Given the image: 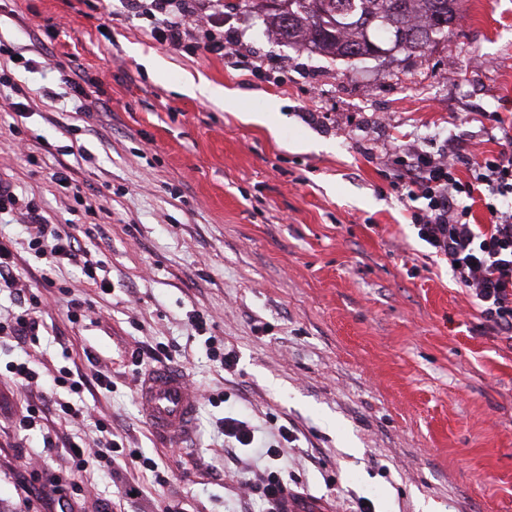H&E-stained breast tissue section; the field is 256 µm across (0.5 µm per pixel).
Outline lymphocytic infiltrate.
<instances>
[{
  "instance_id": "obj_1",
  "label": "lymphocytic infiltrate",
  "mask_w": 512,
  "mask_h": 512,
  "mask_svg": "<svg viewBox=\"0 0 512 512\" xmlns=\"http://www.w3.org/2000/svg\"><path fill=\"white\" fill-rule=\"evenodd\" d=\"M129 2L141 13L159 14L150 35L171 46L208 24L189 0ZM395 169L396 185L416 204L411 220L418 238L468 290L484 327L512 340V154H481L463 162L450 148L437 155L416 149L399 156ZM475 200L488 212V223H472ZM9 211L25 225L29 251L46 263L40 282L50 283L51 272L63 263L97 281L94 264L81 254L72 236L50 222L40 204L20 201L13 187L0 181V213Z\"/></svg>"
}]
</instances>
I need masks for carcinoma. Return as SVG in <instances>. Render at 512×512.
Wrapping results in <instances>:
<instances>
[{"mask_svg":"<svg viewBox=\"0 0 512 512\" xmlns=\"http://www.w3.org/2000/svg\"><path fill=\"white\" fill-rule=\"evenodd\" d=\"M266 18L280 39L333 58L358 57L382 46L422 52L460 17V0H284Z\"/></svg>","mask_w":512,"mask_h":512,"instance_id":"obj_1","label":"carcinoma"}]
</instances>
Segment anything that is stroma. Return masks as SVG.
Instances as JSON below:
<instances>
[{
	"instance_id": "1",
	"label": "stroma",
	"mask_w": 512,
	"mask_h": 512,
	"mask_svg": "<svg viewBox=\"0 0 512 512\" xmlns=\"http://www.w3.org/2000/svg\"><path fill=\"white\" fill-rule=\"evenodd\" d=\"M201 6L244 65L203 51L199 34L176 49L155 41L154 19L125 0H0V180L103 262L111 285L60 266L35 339L0 337V512H263L246 484L265 470L320 512H512V341L486 332L429 257L389 159L395 146L501 150L491 117L512 114V0H463L466 27L425 53L344 60L273 36L239 0ZM69 68L103 80L84 107L57 92ZM189 79L224 87L239 109L182 92ZM273 100L269 124L254 123ZM74 140L95 165L60 154ZM61 168L79 192L55 183ZM0 241L35 279L41 263L11 214ZM73 300L95 316L71 322ZM193 316L234 349V372L209 357ZM159 344L202 394L180 447L136 400L132 354ZM19 362L44 383L67 367L90 384L44 394L25 430L9 380ZM63 402L89 418L64 419ZM227 412L257 440L277 442L284 425L298 441L280 461L228 451L215 426ZM110 439L154 459L165 482L126 458L82 468L69 450Z\"/></svg>"
}]
</instances>
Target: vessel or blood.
Instances as JSON below:
<instances>
[{"instance_id":"vessel-or-blood-1","label":"vessel or blood","mask_w":512,"mask_h":512,"mask_svg":"<svg viewBox=\"0 0 512 512\" xmlns=\"http://www.w3.org/2000/svg\"><path fill=\"white\" fill-rule=\"evenodd\" d=\"M136 399L153 430L172 444L193 433L199 396L180 368L160 366L146 372L139 380Z\"/></svg>"}]
</instances>
